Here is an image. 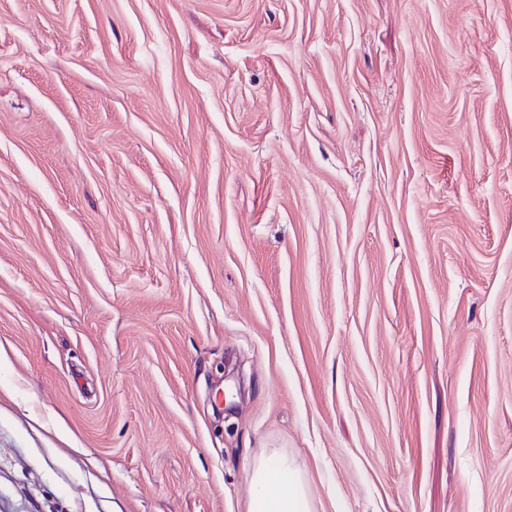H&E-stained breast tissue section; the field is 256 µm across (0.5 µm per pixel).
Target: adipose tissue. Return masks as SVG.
Segmentation results:
<instances>
[{
  "mask_svg": "<svg viewBox=\"0 0 512 512\" xmlns=\"http://www.w3.org/2000/svg\"><path fill=\"white\" fill-rule=\"evenodd\" d=\"M248 512H316L308 481L294 462L272 451L252 461Z\"/></svg>",
  "mask_w": 512,
  "mask_h": 512,
  "instance_id": "ef3b65f1",
  "label": "adipose tissue"
}]
</instances>
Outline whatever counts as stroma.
Segmentation results:
<instances>
[{
    "label": "stroma",
    "instance_id": "35a3bbf8",
    "mask_svg": "<svg viewBox=\"0 0 512 512\" xmlns=\"http://www.w3.org/2000/svg\"><path fill=\"white\" fill-rule=\"evenodd\" d=\"M0 346V512H512V0H0ZM247 512H316L308 481L294 462L272 451L252 461Z\"/></svg>",
    "mask_w": 512,
    "mask_h": 512
}]
</instances>
